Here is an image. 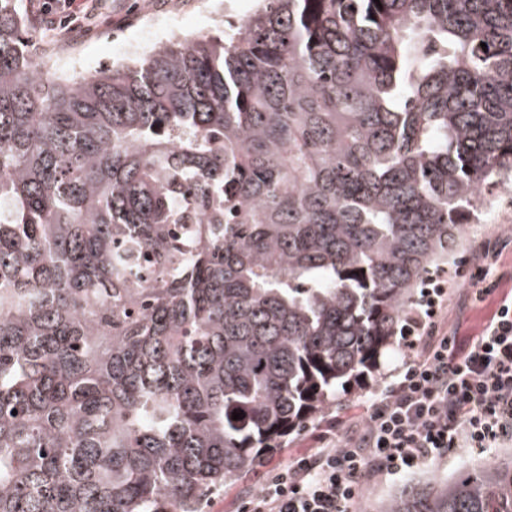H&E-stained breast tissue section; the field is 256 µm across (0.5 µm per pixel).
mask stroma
I'll return each instance as SVG.
<instances>
[{
	"label": "stroma",
	"instance_id": "stroma-1",
	"mask_svg": "<svg viewBox=\"0 0 512 512\" xmlns=\"http://www.w3.org/2000/svg\"><path fill=\"white\" fill-rule=\"evenodd\" d=\"M255 8V0H98L89 26L78 34L33 25L28 32L41 52L51 38L77 44L75 59L57 63L49 70L51 76L69 77L88 73L104 63L135 62L170 38L193 39L222 26L226 14L242 16ZM482 196L491 206L479 210L475 220L463 224L461 245L455 257L428 270L433 278L444 275L447 289L444 310L436 320L438 332L460 349L469 347L501 301L512 296V197L506 196L498 183L485 186ZM484 241L503 242L504 248L492 274L495 288L482 301L475 302L470 297L468 274L473 269L474 248ZM404 343V336H397L393 349L381 358L374 376L281 439L278 450L268 454L253 471L233 484L208 492L202 512H245L268 470L290 467L313 455L323 444L320 434L329 422H336V438L340 441L359 431L373 402L398 380L406 358L411 357L412 350L405 348ZM483 456V451L462 448L407 473L369 477L349 512H380L383 504L406 484L452 479Z\"/></svg>",
	"mask_w": 512,
	"mask_h": 512
}]
</instances>
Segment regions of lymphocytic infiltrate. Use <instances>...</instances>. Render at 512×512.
<instances>
[{
	"mask_svg": "<svg viewBox=\"0 0 512 512\" xmlns=\"http://www.w3.org/2000/svg\"><path fill=\"white\" fill-rule=\"evenodd\" d=\"M75 0H40L37 23L73 32L85 21ZM442 289L425 290V312L405 335L432 334L401 380L376 402L364 430L318 449L291 468L271 470L249 512H347L366 476L399 473L457 448H493L512 438V299L503 301L466 351L435 333Z\"/></svg>",
	"mask_w": 512,
	"mask_h": 512,
	"instance_id": "lymphocytic-infiltrate-1",
	"label": "lymphocytic infiltrate"
}]
</instances>
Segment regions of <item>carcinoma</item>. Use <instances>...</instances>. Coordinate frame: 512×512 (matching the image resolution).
Returning a JSON list of instances; mask_svg holds the SVG:
<instances>
[{
	"label": "carcinoma",
	"mask_w": 512,
	"mask_h": 512,
	"mask_svg": "<svg viewBox=\"0 0 512 512\" xmlns=\"http://www.w3.org/2000/svg\"><path fill=\"white\" fill-rule=\"evenodd\" d=\"M259 2L54 78L0 0V512H199L512 183V0ZM382 512H512V459Z\"/></svg>",
	"instance_id": "1"
}]
</instances>
